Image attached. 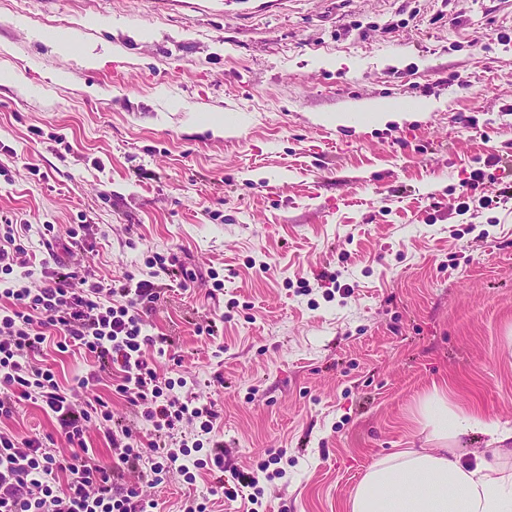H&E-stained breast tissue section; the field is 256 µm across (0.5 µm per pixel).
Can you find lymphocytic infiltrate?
I'll list each match as a JSON object with an SVG mask.
<instances>
[{
	"instance_id": "f902f5d3",
	"label": "lymphocytic infiltrate",
	"mask_w": 512,
	"mask_h": 512,
	"mask_svg": "<svg viewBox=\"0 0 512 512\" xmlns=\"http://www.w3.org/2000/svg\"><path fill=\"white\" fill-rule=\"evenodd\" d=\"M51 224L35 228L0 219V418L11 417L17 401H28L50 413L57 436L17 438L0 429V512H148L138 490L127 485L130 472L149 475L203 468L188 444L167 447L165 437L183 418L200 419L204 433L213 430L215 413L174 394V382H161L148 363L144 347L153 338L145 333L140 315L156 302L160 291L148 280L106 284L89 280L78 268L61 264L29 286L33 270L14 277L15 266L27 255L32 237L53 251ZM60 352L81 351L92 368L79 377L80 385L99 381L101 373L117 371L118 391L135 408H143L152 429L146 439H134L128 427L114 424L102 399L77 403L55 374L38 357L47 343ZM102 428L112 445L125 446L117 462L91 456L84 434L90 425ZM70 454H58L56 440Z\"/></svg>"
}]
</instances>
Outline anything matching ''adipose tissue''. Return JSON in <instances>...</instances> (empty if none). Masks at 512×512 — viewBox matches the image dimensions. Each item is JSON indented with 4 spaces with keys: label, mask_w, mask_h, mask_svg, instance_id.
<instances>
[{
    "label": "adipose tissue",
    "mask_w": 512,
    "mask_h": 512,
    "mask_svg": "<svg viewBox=\"0 0 512 512\" xmlns=\"http://www.w3.org/2000/svg\"><path fill=\"white\" fill-rule=\"evenodd\" d=\"M433 103L405 106L389 101L369 103L362 114L326 116V123L384 125L416 119ZM421 416L432 436L445 440L473 430L489 435V456L468 461L445 448H403L375 460L348 501V512H512V428L486 423L475 414L453 409L445 390H434L422 402Z\"/></svg>",
    "instance_id": "1"
}]
</instances>
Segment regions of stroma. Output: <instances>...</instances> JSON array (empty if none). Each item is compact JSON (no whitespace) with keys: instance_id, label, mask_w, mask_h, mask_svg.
<instances>
[{"instance_id":"35a3bbf8","label":"stroma","mask_w":512,"mask_h":512,"mask_svg":"<svg viewBox=\"0 0 512 512\" xmlns=\"http://www.w3.org/2000/svg\"><path fill=\"white\" fill-rule=\"evenodd\" d=\"M512 0H0V215L82 225L71 263L161 288L145 356L210 405L222 466L128 485L182 512H346L371 463L438 442L420 403L512 427ZM66 33L69 51L54 36ZM374 99L438 101L383 128L322 115ZM237 121L234 134L214 121ZM478 186L465 190L474 170ZM492 206H484L486 198ZM470 209L460 212V200ZM196 272L192 288L166 271ZM45 365L77 401L80 357ZM0 427L52 434L21 403ZM275 460L277 477L238 487Z\"/></svg>"}]
</instances>
